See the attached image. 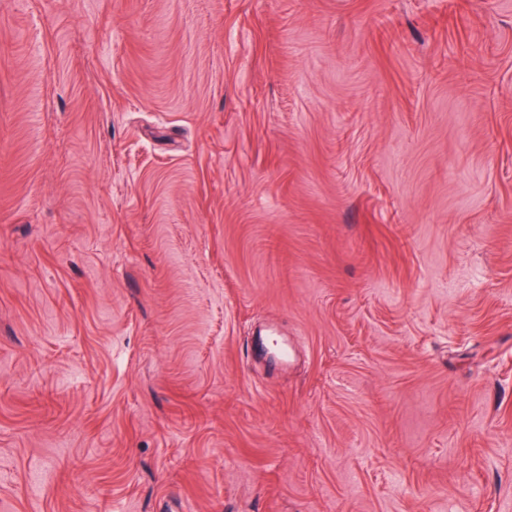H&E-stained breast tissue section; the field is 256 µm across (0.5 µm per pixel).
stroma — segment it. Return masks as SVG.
Instances as JSON below:
<instances>
[{
  "instance_id": "obj_1",
  "label": "stroma",
  "mask_w": 512,
  "mask_h": 512,
  "mask_svg": "<svg viewBox=\"0 0 512 512\" xmlns=\"http://www.w3.org/2000/svg\"><path fill=\"white\" fill-rule=\"evenodd\" d=\"M0 512H512V0H0Z\"/></svg>"
}]
</instances>
